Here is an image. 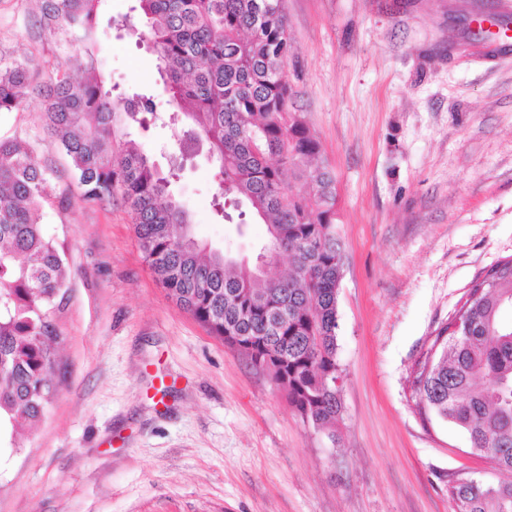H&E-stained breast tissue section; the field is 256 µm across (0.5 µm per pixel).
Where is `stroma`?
I'll return each mask as SVG.
<instances>
[{
  "label": "stroma",
  "mask_w": 512,
  "mask_h": 512,
  "mask_svg": "<svg viewBox=\"0 0 512 512\" xmlns=\"http://www.w3.org/2000/svg\"><path fill=\"white\" fill-rule=\"evenodd\" d=\"M136 0H100L92 52L112 98L168 95L146 43L118 29ZM292 105L335 178L344 367L340 442L302 422L270 377L185 313L155 279L121 200L87 202L30 95L0 114L56 190L40 222L70 273L54 309L56 393L22 447L0 445V512H452L448 482L498 478L464 435L422 414L415 362L470 283L512 257V38L463 43L468 10L506 0H284ZM34 0H0V57L65 53ZM160 169L168 128L128 120L115 143ZM172 190L195 237L254 260L267 229L219 220L215 170L186 165ZM166 382L165 405L155 389Z\"/></svg>",
  "instance_id": "stroma-1"
}]
</instances>
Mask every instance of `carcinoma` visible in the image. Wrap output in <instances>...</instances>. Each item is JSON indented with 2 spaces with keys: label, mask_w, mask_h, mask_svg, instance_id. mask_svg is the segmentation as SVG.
<instances>
[{
  "label": "carcinoma",
  "mask_w": 512,
  "mask_h": 512,
  "mask_svg": "<svg viewBox=\"0 0 512 512\" xmlns=\"http://www.w3.org/2000/svg\"><path fill=\"white\" fill-rule=\"evenodd\" d=\"M142 36L153 46L174 111L145 96L111 101L101 81L76 79L68 60L46 82L30 57H0V112L42 98L44 126L69 158L85 200L119 194L134 217L144 258L176 304L232 345L274 382L288 381L289 405L315 429L342 418L338 356L343 245L336 237V180L319 163L321 144L289 108L284 62L291 35L282 0H137ZM98 0H37L39 23L60 48L88 56ZM141 127L171 129L179 162L160 171L144 147L112 146L115 114ZM207 147L216 166L215 212L245 226L262 222L256 258L288 257V272L256 265L195 238L188 211L170 193L182 162ZM50 172L15 138H0V437L23 445L22 424L49 404L56 352L49 309L68 288L63 249L38 222L51 198ZM413 370L421 408L463 433L470 452L501 475L448 482L453 512H512V258L475 279Z\"/></svg>",
  "instance_id": "obj_1"
}]
</instances>
